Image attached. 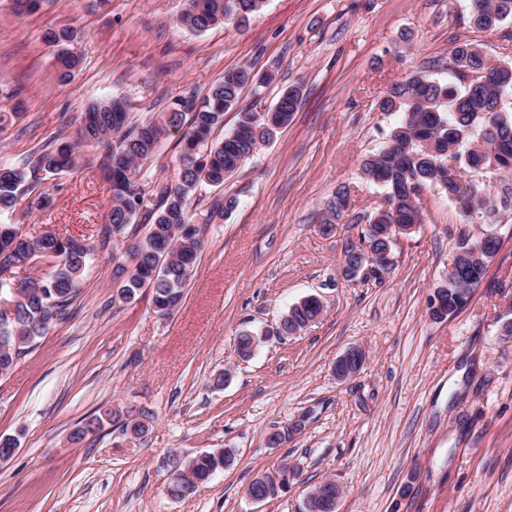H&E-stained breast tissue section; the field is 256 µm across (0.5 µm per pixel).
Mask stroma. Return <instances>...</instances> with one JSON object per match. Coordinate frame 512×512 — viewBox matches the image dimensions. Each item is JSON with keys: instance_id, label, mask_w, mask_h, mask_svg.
Returning a JSON list of instances; mask_svg holds the SVG:
<instances>
[{"instance_id": "35a3bbf8", "label": "stroma", "mask_w": 512, "mask_h": 512, "mask_svg": "<svg viewBox=\"0 0 512 512\" xmlns=\"http://www.w3.org/2000/svg\"><path fill=\"white\" fill-rule=\"evenodd\" d=\"M186 0H43L32 14L0 0V111L24 117L0 131V161H16L61 132L75 134L87 104L121 97L137 118L204 95L226 68L247 63L275 79L246 89L242 106L268 111L282 88L302 98L291 121L223 187L201 186L190 211L202 249L180 308L157 315L150 294L116 295L105 244L106 183L85 147L81 168L55 176L53 202L21 224L35 237L85 235L94 252L68 322L54 325L0 376V437L18 447L0 462V512H302L308 493L334 479L336 512H512V337L501 330L512 298V207L495 172L470 173L485 205L458 214L425 191L423 220L398 238L391 270L340 275L348 247L384 191L361 164L400 121L377 101L411 74L448 82L451 47L479 44L512 61V21L470 25L471 0H266L248 27L234 19L194 34L176 23ZM51 27L80 30L84 62L59 83ZM350 203L331 231L322 216L339 188ZM232 209L212 214L215 201ZM489 233L498 252L468 304L438 321L435 289L458 240ZM324 310L302 332L260 341L307 296ZM362 367L341 381L348 348ZM226 384L216 385L219 374ZM146 420L133 439L111 422L81 441L74 433L100 409ZM282 433L281 444L267 442ZM230 449L233 463L184 498L170 474L204 452ZM298 476L261 502L245 489L281 461ZM363 356L360 348H351L341 355L334 367L336 378L344 381L354 376L361 368ZM354 368V370H353Z\"/></svg>"}]
</instances>
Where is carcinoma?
<instances>
[{
	"label": "carcinoma",
	"instance_id": "1",
	"mask_svg": "<svg viewBox=\"0 0 512 512\" xmlns=\"http://www.w3.org/2000/svg\"><path fill=\"white\" fill-rule=\"evenodd\" d=\"M265 0H187L180 24L190 32L201 33L235 18L244 25L264 6ZM512 20V0H472L470 22L491 31ZM47 43L59 47L55 55L60 82H68L82 63L73 51L79 41L71 27L49 29ZM451 71L457 83L410 75L396 83L379 101L383 112H401L384 144L363 159L366 178L384 189L385 204L369 216L370 226L362 238L379 248L396 235L394 227L408 228L422 223L421 193L427 188L443 191L463 216L481 208V187L466 180L469 161L485 160L484 166L502 173L501 182L512 179V108L496 110L512 95V62L488 60L473 43L460 42L450 50ZM255 84L253 70L238 64L225 69L222 79L203 97L189 94L196 107H181L183 97L173 100L170 111L155 119L136 121L126 100L113 97L88 104L80 116L76 136L59 135L51 144L29 152L13 165L0 164V213L22 209L27 216L47 207L52 177L71 173L80 167L86 145L102 148L99 169L109 193L107 220L110 231L120 235L123 244L116 268L125 276L117 295L125 302L141 292L151 291L157 313L171 315L181 306L184 290L197 264L201 228L193 221L190 200L202 183L224 187L227 177L258 147L286 127L300 102L297 85L282 89L271 112H253L240 106L243 91ZM236 111V124L223 140L201 152V146L217 127L224 126V113ZM186 128L174 176L162 180L140 178L141 166L156 157L169 129ZM349 197L347 188L336 192L322 220L324 229L342 214L337 200ZM148 226L146 235H137L140 223ZM496 237L464 236L456 250L478 254L475 262L458 268L448 267V315L464 308L485 276L496 254ZM28 258L27 268L38 276L13 277L16 253ZM93 246L84 237L53 233L24 241L17 225L0 224V299L11 305L12 315L0 309V336L9 338V349H0V374L8 373L17 356L26 354L38 338L55 324L69 320L73 305L82 292V281ZM321 309L308 300L285 314L278 334L290 336L318 319ZM120 417L105 409L86 422L84 432L101 428ZM228 465L210 453L191 459L187 473L172 479L167 493L181 498L197 484L207 482ZM262 492L272 498L283 492L267 475L255 476L247 486L251 495Z\"/></svg>",
	"mask_w": 512,
	"mask_h": 512
}]
</instances>
